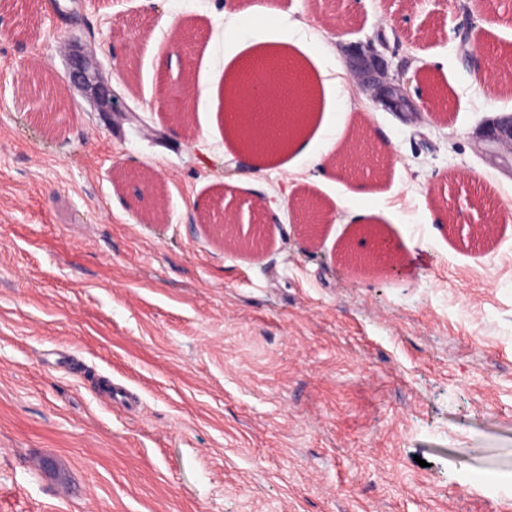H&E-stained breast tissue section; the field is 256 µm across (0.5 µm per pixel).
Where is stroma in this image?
I'll list each match as a JSON object with an SVG mask.
<instances>
[{"mask_svg":"<svg viewBox=\"0 0 512 512\" xmlns=\"http://www.w3.org/2000/svg\"><path fill=\"white\" fill-rule=\"evenodd\" d=\"M273 2L310 76L357 43L444 112L407 120L350 81L313 114L306 156L253 168L204 90L278 28L233 22L229 0H42L19 41L25 0L0 14V512H512V222L488 248L471 233L487 209L512 214V169L478 140L512 113L489 84L512 78V0ZM466 30L495 54L488 78L459 51ZM181 36L168 75L191 73L186 132L154 106L156 52ZM64 43L94 54L122 111L78 95L36 121L20 65L63 71ZM361 123L391 165L326 178L323 141ZM118 165L158 174L160 221L134 210ZM287 193L321 201L320 241L288 207L258 255L199 223L217 203L250 233L254 200ZM359 225L382 227L396 270L341 259Z\"/></svg>","mask_w":512,"mask_h":512,"instance_id":"stroma-1","label":"stroma"}]
</instances>
